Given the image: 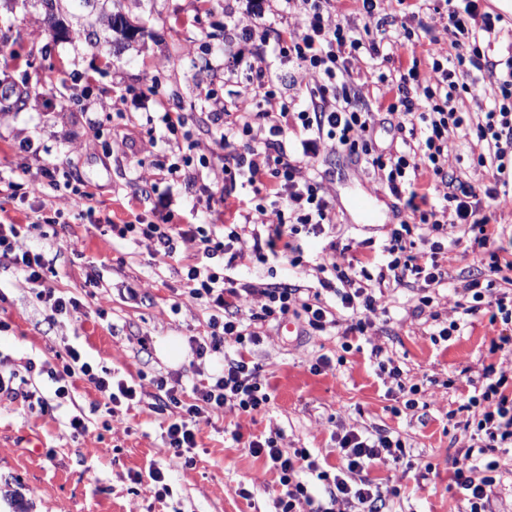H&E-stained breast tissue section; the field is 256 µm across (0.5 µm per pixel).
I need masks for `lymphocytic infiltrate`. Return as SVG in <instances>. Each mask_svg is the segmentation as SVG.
Returning <instances> with one entry per match:
<instances>
[{"label": "lymphocytic infiltrate", "instance_id": "obj_1", "mask_svg": "<svg viewBox=\"0 0 512 512\" xmlns=\"http://www.w3.org/2000/svg\"><path fill=\"white\" fill-rule=\"evenodd\" d=\"M431 11L444 20V29L451 35L467 34L477 40L495 33L496 19L481 12L480 0H432ZM249 16L251 21L247 24L233 21L238 36L252 39L256 30L265 27L267 18H274L278 26L273 30V47L293 63L294 77L306 87L310 98L307 108L294 114L287 107H280L277 120L261 138L254 135L248 122L227 121L216 129L214 144L220 150L217 161L227 181L224 193L232 195L235 184L241 182L264 195V202L255 204L244 215L245 223L263 227V234L254 235L253 245L248 248L234 224L223 225L218 237L198 227L174 230L167 224H126L118 230L122 238L133 234L155 241L168 254L174 252V242L179 239L197 244L206 258H224L222 270L206 265L190 267L187 272L189 298L207 303L222 316L221 333L212 334L210 341L204 343L193 341L192 349L201 359L219 351L225 339L230 338L237 345L235 358L226 360L218 373L195 383L189 403L181 399L180 380L162 377L156 381L157 389L178 410L166 429L165 443L175 458L188 465L193 462L191 452L197 446L200 425L209 421L213 413L229 404L240 412L253 414L262 411L271 400L268 381L249 359L253 346L260 342L254 323L277 321L296 309L304 311L312 330L322 331L337 323L328 306L302 298L298 289L289 285L258 291L230 284V271L237 269L248 253L261 263L273 260L300 266L301 235L323 234L333 221V207L321 181L288 152L286 132L290 120H299L310 134L301 143L303 154L314 153L320 139L330 140L333 147L364 160L380 175L390 193L415 215V224L403 223L392 229L381 250L380 269L395 281L413 279L429 287L442 285L448 278V249L443 238L449 226L455 224L468 226L474 232L473 243L487 250L490 270L493 274L500 272V257L490 249L493 234L485 212L506 208L511 200L497 188L462 183L455 191L445 193L451 210L441 216L434 209L422 207L415 181L422 169L440 180L448 178V158L444 154L448 133L465 123L454 104L458 81L463 77L469 78L476 90L487 79L498 78L501 99L488 107L477 123V137L493 141L496 158L512 154V58L506 62L505 75H497L496 62L475 44L465 54L434 55L425 72L412 63L393 74L378 73L377 82L392 95L386 107L388 114L397 117L399 127L407 128L410 135L401 149L378 154L369 139L377 111L364 103L361 91H348L338 83L339 78L351 74L353 63L380 56L382 44L372 38L370 27L339 17L334 0H255ZM415 236L425 246L417 254L408 249ZM0 254L10 257L28 282L38 286L37 297L51 314L67 315L78 310L75 299L64 298L46 287L44 258L24 246L17 225L0 224ZM357 263V258L346 257L341 251L318 258L319 268L328 267L335 273L334 279L321 280L320 286L349 310L346 331L350 334L363 333L368 314L377 309L374 295L357 284ZM47 375L55 384L53 399L58 401L69 398L71 377L87 378L103 397L105 412L115 422L120 419L121 405L141 400L142 392L136 383L108 370H94L75 348L68 350L61 369H48ZM483 377L481 387L468 401L469 407L477 411V443L467 451V466L458 468L453 475L469 503V512H486L489 499L501 482L496 451L512 446V396L507 393L512 380L491 365ZM337 442L341 463L333 467L311 459L302 448L286 453L272 437L249 441L251 453L264 457L279 474L283 488L277 500L280 512H296L300 503L307 504L309 512H329L300 479L299 474L305 469L324 482L330 499H349L357 512H377L382 493L365 473L375 463L400 460L404 448L401 439L388 433L367 435L350 430L338 436Z\"/></svg>", "mask_w": 512, "mask_h": 512}]
</instances>
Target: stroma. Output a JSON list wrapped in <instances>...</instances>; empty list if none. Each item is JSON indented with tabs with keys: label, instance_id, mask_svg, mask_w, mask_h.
Masks as SVG:
<instances>
[{
	"label": "stroma",
	"instance_id": "stroma-1",
	"mask_svg": "<svg viewBox=\"0 0 512 512\" xmlns=\"http://www.w3.org/2000/svg\"><path fill=\"white\" fill-rule=\"evenodd\" d=\"M123 11L132 24L144 26L146 37L95 52L85 42L53 36L31 2L0 0V36L9 37L8 52H0V83L30 92L23 111L0 102V180L17 186L0 192V221L19 225L25 246L49 261L46 286L80 305L72 315L51 316L20 268L0 256V376L20 393L52 398L53 383L28 365L54 362L56 354L75 347L98 367L141 384L143 392L139 403L122 411L118 428L107 426L103 398L83 379L75 380L70 400L48 412L21 397H0V512H275L279 475L250 453L247 440L272 436L286 452L303 448L336 466V438L349 430L391 432L406 446L403 459L370 470L384 512H467L450 480L473 443L466 404L488 365L512 372V349L489 351L512 335V325L492 321L486 305L472 315L461 313L464 286L491 276L464 226L448 231V281L432 290L429 306L420 305L416 283L377 284L381 249L411 214L363 161L326 143L313 164L336 219L324 234L302 238L304 266H262L248 256L231 276L255 288L286 283L315 289L320 278L334 276L318 270L316 254L331 242L349 246L373 276L369 288L382 290L371 324L364 334L345 335L347 314L340 310L336 328L325 332L311 330L302 313L289 314L286 327L258 325L261 343L251 359L272 386L270 403L254 414L225 407L202 425L194 465L173 460L165 431L176 410L164 406L155 378L181 374L182 399L191 402L192 383L236 347L225 341L222 353L202 359L191 349V339L209 338L212 316L187 295L188 266L206 261L195 244L177 242L168 256L146 239L119 237L116 228L164 215L183 227L233 219L234 207L222 203L224 181L209 169L193 163V185L184 173L169 174L189 150L187 138L168 134L164 113H185L188 138L202 137L208 112L232 107L248 90L249 64L259 54L293 110L305 108L308 93L293 84L287 59L268 55L259 41L230 36V19L246 16L247 0H123ZM384 15L394 32L431 26L438 50L451 51L439 19L420 10L417 0H386ZM428 47L407 42L390 49L388 59L356 64L350 88L362 89L365 102L375 105L385 88L374 72H392L414 59L427 68ZM235 54L241 63L225 77L224 58ZM63 98L69 102L65 110L59 106ZM455 104L466 123L448 137L449 173L467 184L493 181L512 192V157L502 170L489 167L494 152L477 138L480 116L471 89L458 88ZM48 164L93 193L92 213L82 212L68 190L32 192ZM358 197L371 201L374 219L355 209ZM454 320L460 330L438 339L437 331ZM171 342L178 357L166 352ZM321 357L330 365L314 372ZM382 357L400 366L406 384L419 386L422 406L406 409V393L378 368ZM75 415L84 418L87 433L71 429ZM236 432L241 441L233 440ZM152 464L169 488L160 498L129 478Z\"/></svg>",
	"mask_w": 512,
	"mask_h": 512
}]
</instances>
